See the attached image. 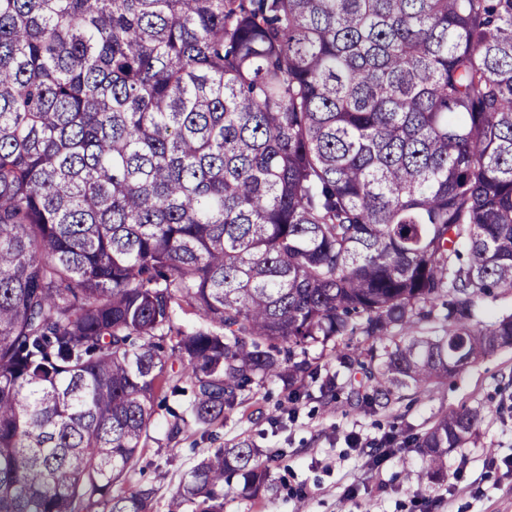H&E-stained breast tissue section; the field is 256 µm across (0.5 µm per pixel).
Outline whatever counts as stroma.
Here are the masks:
<instances>
[{
  "label": "stroma",
  "instance_id": "stroma-1",
  "mask_svg": "<svg viewBox=\"0 0 512 512\" xmlns=\"http://www.w3.org/2000/svg\"><path fill=\"white\" fill-rule=\"evenodd\" d=\"M321 375L337 380L333 399L308 384V397L288 398L279 380L254 387L250 400L209 437L189 433L144 448L133 480L155 491L153 512H169L183 475L207 449L248 439L274 452L272 488L256 498L224 488V512H512V349H499L422 391L406 389L389 407L350 404L348 374L313 347ZM477 409L481 420L464 447L448 454L437 481L406 439L424 433L451 411ZM277 417L271 428L269 417Z\"/></svg>",
  "mask_w": 512,
  "mask_h": 512
}]
</instances>
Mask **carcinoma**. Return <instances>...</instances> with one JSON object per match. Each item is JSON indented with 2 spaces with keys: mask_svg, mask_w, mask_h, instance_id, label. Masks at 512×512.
<instances>
[{
  "mask_svg": "<svg viewBox=\"0 0 512 512\" xmlns=\"http://www.w3.org/2000/svg\"><path fill=\"white\" fill-rule=\"evenodd\" d=\"M499 288L512 0H0V512H152L156 407L170 444L297 402L314 346L385 408L512 348ZM480 418L407 443L443 474ZM270 462L211 448L170 512ZM509 313H512V290L496 289L482 303L479 319L484 323H490Z\"/></svg>",
  "mask_w": 512,
  "mask_h": 512,
  "instance_id": "cac0c4a2",
  "label": "carcinoma"
}]
</instances>
